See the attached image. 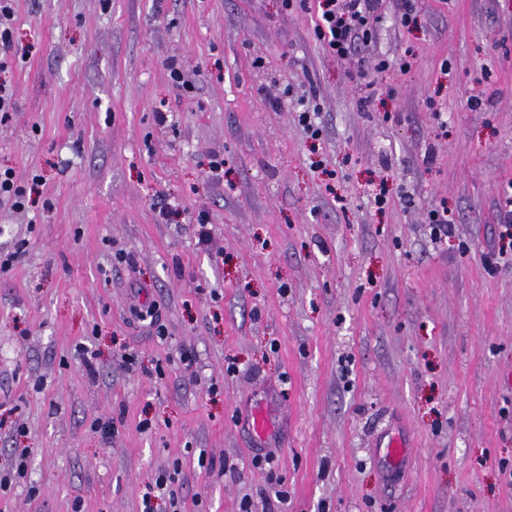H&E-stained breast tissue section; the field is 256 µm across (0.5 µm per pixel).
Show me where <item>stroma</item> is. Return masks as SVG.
Segmentation results:
<instances>
[{
    "instance_id": "1",
    "label": "stroma",
    "mask_w": 512,
    "mask_h": 512,
    "mask_svg": "<svg viewBox=\"0 0 512 512\" xmlns=\"http://www.w3.org/2000/svg\"><path fill=\"white\" fill-rule=\"evenodd\" d=\"M400 3L363 63L314 0H13L0 512H512V0ZM33 184L30 188L29 197H27L26 188L16 185L12 173V169L0 168V200L4 204H10L11 208L20 210L28 209L29 204L32 203L31 194L35 190V185H38V179H32Z\"/></svg>"
}]
</instances>
